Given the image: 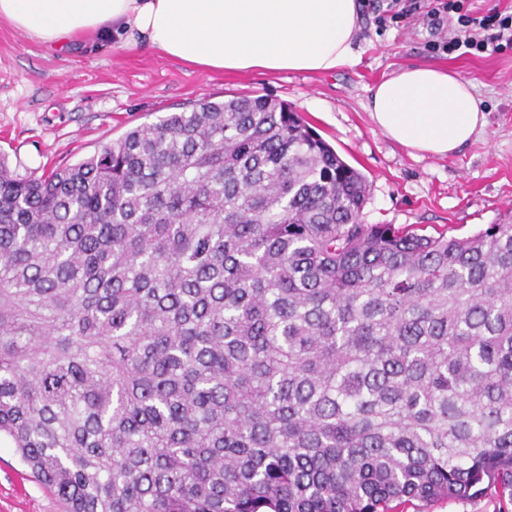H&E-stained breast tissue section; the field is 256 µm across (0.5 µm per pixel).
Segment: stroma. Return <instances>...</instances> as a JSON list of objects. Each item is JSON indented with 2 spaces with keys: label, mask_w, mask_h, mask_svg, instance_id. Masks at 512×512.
I'll list each match as a JSON object with an SVG mask.
<instances>
[{
  "label": "stroma",
  "mask_w": 512,
  "mask_h": 512,
  "mask_svg": "<svg viewBox=\"0 0 512 512\" xmlns=\"http://www.w3.org/2000/svg\"><path fill=\"white\" fill-rule=\"evenodd\" d=\"M360 61L325 74L201 71L145 44L120 47L109 34L61 51L0 22V156L26 175L71 164L130 128L210 97L263 96L299 112L363 173L366 224H429L472 235L512 209V51L454 57L420 23L380 26L357 0ZM411 65L470 80L487 122L458 153L423 156L388 138L367 111L368 90ZM8 442L0 443V512H62Z\"/></svg>",
  "instance_id": "1"
}]
</instances>
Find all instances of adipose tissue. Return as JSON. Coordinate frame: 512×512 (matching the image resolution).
Listing matches in <instances>:
<instances>
[{
    "mask_svg": "<svg viewBox=\"0 0 512 512\" xmlns=\"http://www.w3.org/2000/svg\"><path fill=\"white\" fill-rule=\"evenodd\" d=\"M63 46L89 31L138 40L200 70L328 73L358 62L356 0H0V20ZM392 140L432 157L457 152L486 123L471 81L402 68L369 90Z\"/></svg>",
    "mask_w": 512,
    "mask_h": 512,
    "instance_id": "obj_1",
    "label": "adipose tissue"
}]
</instances>
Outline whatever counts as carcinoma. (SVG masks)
<instances>
[{
  "label": "carcinoma",
  "instance_id": "1",
  "mask_svg": "<svg viewBox=\"0 0 512 512\" xmlns=\"http://www.w3.org/2000/svg\"><path fill=\"white\" fill-rule=\"evenodd\" d=\"M296 112L202 98L0 160V439L65 512L512 502V213L364 224Z\"/></svg>",
  "mask_w": 512,
  "mask_h": 512
}]
</instances>
